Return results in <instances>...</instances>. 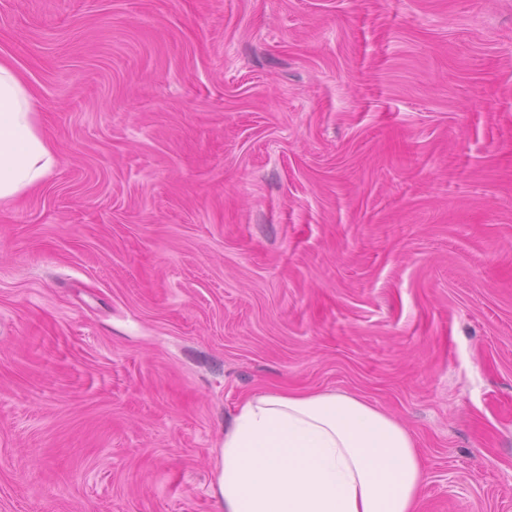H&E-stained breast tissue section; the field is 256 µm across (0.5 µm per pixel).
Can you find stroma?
Listing matches in <instances>:
<instances>
[{
    "label": "stroma",
    "mask_w": 512,
    "mask_h": 512,
    "mask_svg": "<svg viewBox=\"0 0 512 512\" xmlns=\"http://www.w3.org/2000/svg\"><path fill=\"white\" fill-rule=\"evenodd\" d=\"M0 57L57 157L0 202V512H224L277 391L512 512V0H0Z\"/></svg>",
    "instance_id": "stroma-1"
}]
</instances>
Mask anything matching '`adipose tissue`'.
I'll return each mask as SVG.
<instances>
[{"label": "adipose tissue", "mask_w": 512, "mask_h": 512, "mask_svg": "<svg viewBox=\"0 0 512 512\" xmlns=\"http://www.w3.org/2000/svg\"><path fill=\"white\" fill-rule=\"evenodd\" d=\"M57 162L35 99L0 57V200L40 186ZM423 466L409 431L360 397L252 395L224 433V512H416Z\"/></svg>", "instance_id": "1"}]
</instances>
